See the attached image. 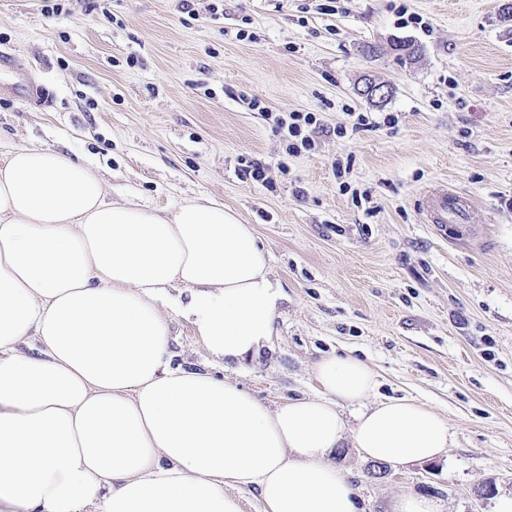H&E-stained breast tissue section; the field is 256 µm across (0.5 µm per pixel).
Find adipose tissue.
Instances as JSON below:
<instances>
[{
  "label": "adipose tissue",
  "mask_w": 512,
  "mask_h": 512,
  "mask_svg": "<svg viewBox=\"0 0 512 512\" xmlns=\"http://www.w3.org/2000/svg\"><path fill=\"white\" fill-rule=\"evenodd\" d=\"M177 283L215 355L271 335L281 286L223 204L112 203L93 168L43 147L0 161V512H241L244 489L261 512H360L331 459L344 436L394 464L453 443L432 408L371 402L377 377L350 354L316 364L319 395L273 410L172 367L158 304ZM30 337L36 354L20 353Z\"/></svg>",
  "instance_id": "ef3b65f1"
}]
</instances>
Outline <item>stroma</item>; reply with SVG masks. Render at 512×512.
Listing matches in <instances>:
<instances>
[{"instance_id":"obj_1","label":"stroma","mask_w":512,"mask_h":512,"mask_svg":"<svg viewBox=\"0 0 512 512\" xmlns=\"http://www.w3.org/2000/svg\"><path fill=\"white\" fill-rule=\"evenodd\" d=\"M56 2L49 15L44 0H0V49L43 94L0 92V158L61 151L103 176L110 202L222 203L254 226L281 285L272 336L239 361L169 314L173 366L274 408L315 394L322 357L352 354L377 373L376 399L415 398L455 433L439 461L404 465L344 439L332 460L361 512L410 493L491 512L512 491V17L500 0H224L219 18L209 0ZM400 6L424 27H401ZM242 27L251 39L237 40ZM395 40L417 58L398 60ZM366 77L391 96L361 97ZM246 95L318 113L315 152L287 155ZM354 112L379 127L337 137ZM245 160L273 186L243 178ZM436 182L474 199L480 233L425 223L420 195Z\"/></svg>"}]
</instances>
